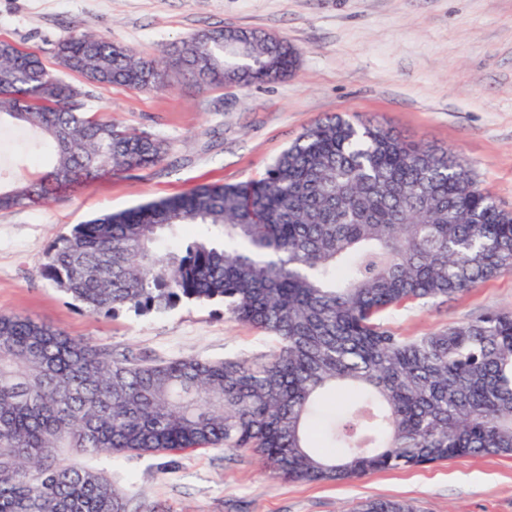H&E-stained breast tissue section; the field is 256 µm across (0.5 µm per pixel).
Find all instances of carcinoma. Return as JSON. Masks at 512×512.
<instances>
[{
    "label": "carcinoma",
    "mask_w": 512,
    "mask_h": 512,
    "mask_svg": "<svg viewBox=\"0 0 512 512\" xmlns=\"http://www.w3.org/2000/svg\"><path fill=\"white\" fill-rule=\"evenodd\" d=\"M96 84L162 86L158 62L73 33L52 48ZM173 53L197 82L247 89L300 51L257 29L194 33ZM85 91L0 41V126L49 143L39 177L0 185V210L159 164L164 141L84 112ZM199 225L204 232L185 238ZM179 240L157 254V242ZM512 270V212L454 152L339 117L310 125L258 179L203 184L97 216L59 237L41 275L92 314L219 301L269 354L152 364L0 312V512H129L115 481L72 456L252 450L286 482H343L475 455L512 456V313L425 336L384 326ZM359 512H415L368 499Z\"/></svg>",
    "instance_id": "cac0c4a2"
}]
</instances>
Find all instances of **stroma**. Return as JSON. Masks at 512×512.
Returning <instances> with one entry per match:
<instances>
[{"instance_id": "1", "label": "stroma", "mask_w": 512, "mask_h": 512, "mask_svg": "<svg viewBox=\"0 0 512 512\" xmlns=\"http://www.w3.org/2000/svg\"><path fill=\"white\" fill-rule=\"evenodd\" d=\"M226 26L287 37L300 52L294 74L244 91L201 84L170 68L164 85L137 90L84 82V108L163 140L152 168L78 186L46 203L0 210V312L18 313L90 341L112 356L253 358L263 333L231 319L219 302L144 317L93 315L40 274L51 244L89 217L188 191L240 183L306 127L332 116L370 120L401 138L465 159L481 187L512 211V0H0V40L55 60L54 40L104 35L140 56L164 57L187 35ZM0 177L46 169L47 146L16 127ZM512 311V272L442 303L385 314L401 336H422L489 311ZM132 505L156 512H353L368 498L418 512H512V457H465L385 470L347 483H289L248 450L99 456Z\"/></svg>"}]
</instances>
